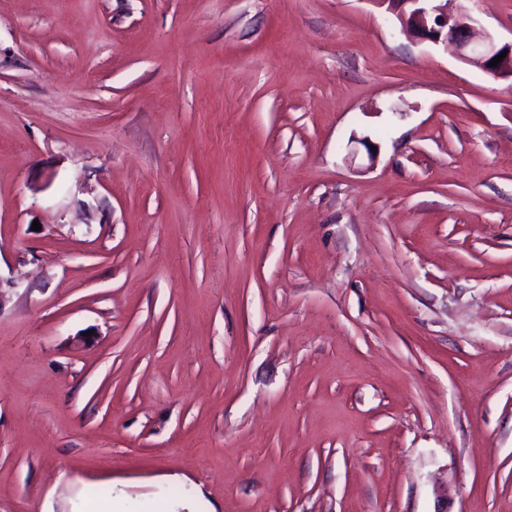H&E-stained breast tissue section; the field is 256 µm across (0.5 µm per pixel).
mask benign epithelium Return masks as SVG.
Returning <instances> with one entry per match:
<instances>
[{"label": "benign epithelium", "mask_w": 512, "mask_h": 512, "mask_svg": "<svg viewBox=\"0 0 512 512\" xmlns=\"http://www.w3.org/2000/svg\"><path fill=\"white\" fill-rule=\"evenodd\" d=\"M389 4L402 27L412 36L435 45L450 44L459 60L495 78L512 79V42L501 43L494 35L479 30L480 23L468 12L450 15L436 0H371ZM506 57L495 67L489 63L502 52Z\"/></svg>", "instance_id": "obj_1"}]
</instances>
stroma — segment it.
Returning a JSON list of instances; mask_svg holds the SVG:
<instances>
[{
	"instance_id": "stroma-1",
	"label": "stroma",
	"mask_w": 512,
	"mask_h": 512,
	"mask_svg": "<svg viewBox=\"0 0 512 512\" xmlns=\"http://www.w3.org/2000/svg\"><path fill=\"white\" fill-rule=\"evenodd\" d=\"M112 500L512 512L511 80L372 0H0V512Z\"/></svg>"
}]
</instances>
